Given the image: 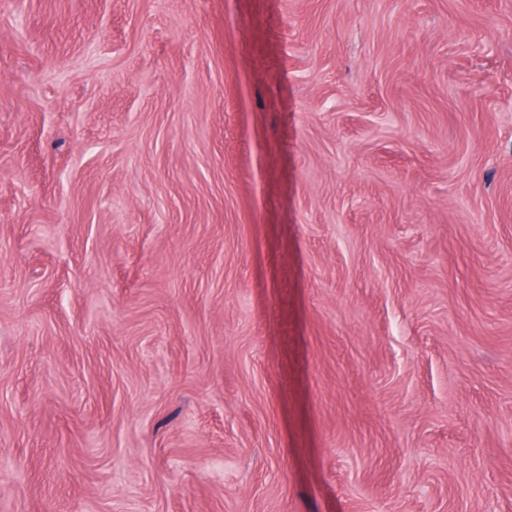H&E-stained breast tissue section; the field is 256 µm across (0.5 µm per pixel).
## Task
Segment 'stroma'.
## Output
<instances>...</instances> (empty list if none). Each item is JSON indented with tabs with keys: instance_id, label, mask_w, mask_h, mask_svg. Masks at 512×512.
Segmentation results:
<instances>
[{
	"instance_id": "obj_1",
	"label": "stroma",
	"mask_w": 512,
	"mask_h": 512,
	"mask_svg": "<svg viewBox=\"0 0 512 512\" xmlns=\"http://www.w3.org/2000/svg\"><path fill=\"white\" fill-rule=\"evenodd\" d=\"M0 512H512V0H0Z\"/></svg>"
}]
</instances>
